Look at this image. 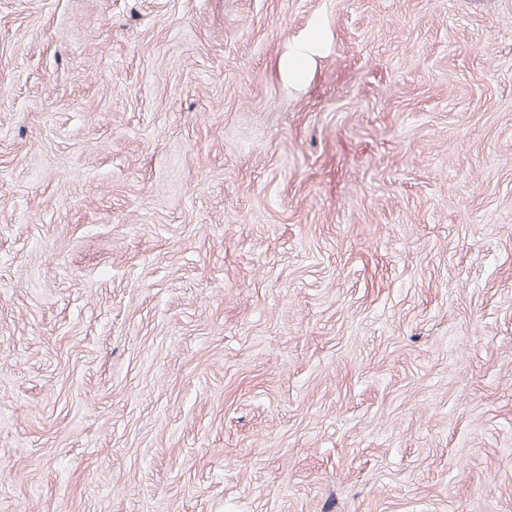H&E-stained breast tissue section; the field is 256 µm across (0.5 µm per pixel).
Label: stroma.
<instances>
[{
	"label": "stroma",
	"instance_id": "stroma-1",
	"mask_svg": "<svg viewBox=\"0 0 512 512\" xmlns=\"http://www.w3.org/2000/svg\"><path fill=\"white\" fill-rule=\"evenodd\" d=\"M0 512H512V0H0Z\"/></svg>",
	"mask_w": 512,
	"mask_h": 512
}]
</instances>
